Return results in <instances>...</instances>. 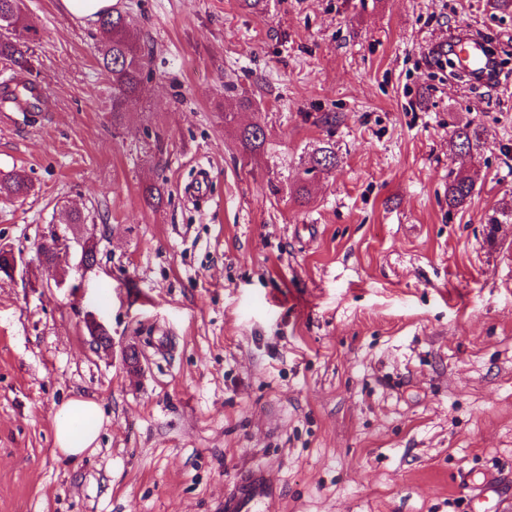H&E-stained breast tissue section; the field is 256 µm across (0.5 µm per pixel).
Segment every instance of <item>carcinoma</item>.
Wrapping results in <instances>:
<instances>
[{
    "mask_svg": "<svg viewBox=\"0 0 512 512\" xmlns=\"http://www.w3.org/2000/svg\"><path fill=\"white\" fill-rule=\"evenodd\" d=\"M21 0H0V26L6 31L0 32V59L8 62L12 71L10 82L11 96H17V90L25 86L22 73L33 69L31 56L24 33L32 30L31 24L20 15ZM100 26L107 33V39L97 47V59L100 67L112 81V121L121 119L128 99L136 95L143 84L144 72L150 62L143 38L133 28L132 22L120 12L101 16ZM237 139L241 146V157L251 161L264 151L266 132L264 126L252 123L237 127ZM485 145L484 129L478 124L467 122L455 126L449 148L455 154L473 156ZM311 167L306 173L330 172L336 169L338 158L335 146L331 143L317 148L310 160ZM474 185L469 177L459 173L448 180V208L461 209L471 200ZM30 190L24 176L14 174L0 179V196H20ZM512 223V199L503 201L495 209L490 224Z\"/></svg>",
    "mask_w": 512,
    "mask_h": 512,
    "instance_id": "obj_1",
    "label": "carcinoma"
}]
</instances>
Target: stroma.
Segmentation results:
<instances>
[{
	"label": "stroma",
	"mask_w": 512,
	"mask_h": 512,
	"mask_svg": "<svg viewBox=\"0 0 512 512\" xmlns=\"http://www.w3.org/2000/svg\"><path fill=\"white\" fill-rule=\"evenodd\" d=\"M113 5L152 52L117 125L99 22L22 4L48 96L36 124L0 120V176L32 185L0 197L18 259L0 273V512H224L256 465L276 492L266 512H473L487 474L512 506V224L488 226L512 197V72L470 90L431 67L463 28L512 54V9ZM242 98L240 124L267 132L252 165L224 124ZM466 122L486 147L452 210L448 139ZM326 142L336 170L305 175ZM74 209L85 223H67ZM53 234L70 245L56 267L39 253ZM78 396L103 425L74 458L53 416Z\"/></svg>",
	"instance_id": "stroma-1"
}]
</instances>
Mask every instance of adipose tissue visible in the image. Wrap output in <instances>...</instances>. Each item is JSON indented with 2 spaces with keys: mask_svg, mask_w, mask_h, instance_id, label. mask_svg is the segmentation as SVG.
<instances>
[{
  "mask_svg": "<svg viewBox=\"0 0 512 512\" xmlns=\"http://www.w3.org/2000/svg\"><path fill=\"white\" fill-rule=\"evenodd\" d=\"M55 445L69 457H80L97 441L101 410L96 401L76 397L62 404L54 413Z\"/></svg>",
  "mask_w": 512,
  "mask_h": 512,
  "instance_id": "obj_1",
  "label": "adipose tissue"
}]
</instances>
